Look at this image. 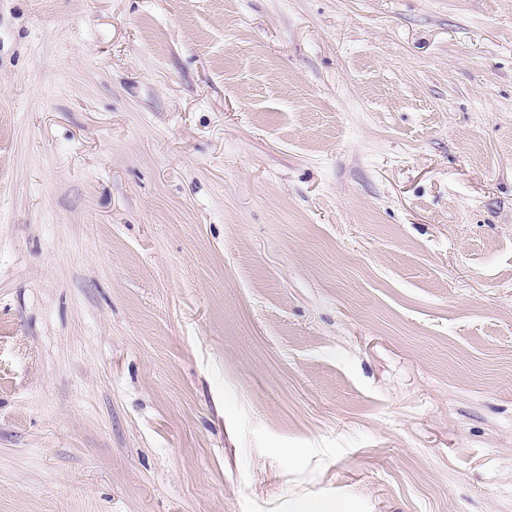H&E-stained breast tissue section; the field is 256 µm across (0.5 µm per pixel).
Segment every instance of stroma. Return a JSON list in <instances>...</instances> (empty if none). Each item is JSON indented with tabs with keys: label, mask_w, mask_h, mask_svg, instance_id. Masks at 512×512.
I'll use <instances>...</instances> for the list:
<instances>
[{
	"label": "stroma",
	"mask_w": 512,
	"mask_h": 512,
	"mask_svg": "<svg viewBox=\"0 0 512 512\" xmlns=\"http://www.w3.org/2000/svg\"><path fill=\"white\" fill-rule=\"evenodd\" d=\"M512 512V0H0V512Z\"/></svg>",
	"instance_id": "obj_1"
}]
</instances>
